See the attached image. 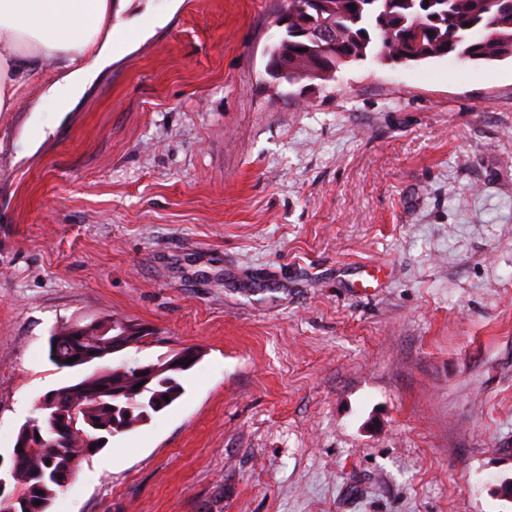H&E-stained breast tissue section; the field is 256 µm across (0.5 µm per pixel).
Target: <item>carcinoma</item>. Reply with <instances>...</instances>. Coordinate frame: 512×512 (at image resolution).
Segmentation results:
<instances>
[{
  "label": "carcinoma",
  "instance_id": "carcinoma-1",
  "mask_svg": "<svg viewBox=\"0 0 512 512\" xmlns=\"http://www.w3.org/2000/svg\"><path fill=\"white\" fill-rule=\"evenodd\" d=\"M296 16L284 34L267 49L270 61L288 60L291 85L336 81L346 65L368 58L408 64L435 58L495 60L512 58V0H293ZM355 8H349V5ZM335 28V48L319 50L314 32ZM57 354L51 360L63 368L103 362L116 356L106 347L80 340L64 326L54 331ZM74 362H68L73 356ZM180 354L160 358L172 363L147 386L137 388L136 367L120 361L99 366L78 381L50 391L60 412L74 413L91 429L88 440L47 444L38 452L22 450L11 476L29 503L52 502L63 490L62 478H73L82 460L105 448L110 439L131 431L160 413L183 394L179 381L186 367Z\"/></svg>",
  "mask_w": 512,
  "mask_h": 512
}]
</instances>
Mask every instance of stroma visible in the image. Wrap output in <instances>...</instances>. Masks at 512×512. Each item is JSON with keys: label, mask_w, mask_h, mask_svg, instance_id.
<instances>
[{"label": "stroma", "mask_w": 512, "mask_h": 512, "mask_svg": "<svg viewBox=\"0 0 512 512\" xmlns=\"http://www.w3.org/2000/svg\"><path fill=\"white\" fill-rule=\"evenodd\" d=\"M276 10L135 0L70 111L0 114V455L121 318L197 361L48 512H512V60L300 91ZM95 324L96 322H93L88 327L74 328V332L82 334L86 329H94L99 335L98 337L105 339L113 345L114 352L124 351L142 342H138L137 339L144 330L126 321L118 320L114 323V325H118L123 331L120 336H115L121 332L119 327L112 325L111 328L114 333V336H112V332H110L109 329L97 330ZM71 329L72 327L63 326L61 329L55 330L49 337V348L50 342L57 338V354L55 356H50L49 351V356L51 360L60 367L76 368L95 362H103L111 357L113 359L119 354L107 351L105 346H100L95 341L88 338H84L83 340L75 338L71 334ZM90 352H93V355H90ZM75 355H79V359L72 363H68V358H72Z\"/></svg>", "instance_id": "stroma-1"}]
</instances>
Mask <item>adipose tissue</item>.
<instances>
[{"label":"adipose tissue","instance_id":"adipose-tissue-1","mask_svg":"<svg viewBox=\"0 0 512 512\" xmlns=\"http://www.w3.org/2000/svg\"><path fill=\"white\" fill-rule=\"evenodd\" d=\"M131 0H0V113L27 94L30 68L52 64L41 102L68 111L112 61V19Z\"/></svg>","mask_w":512,"mask_h":512}]
</instances>
